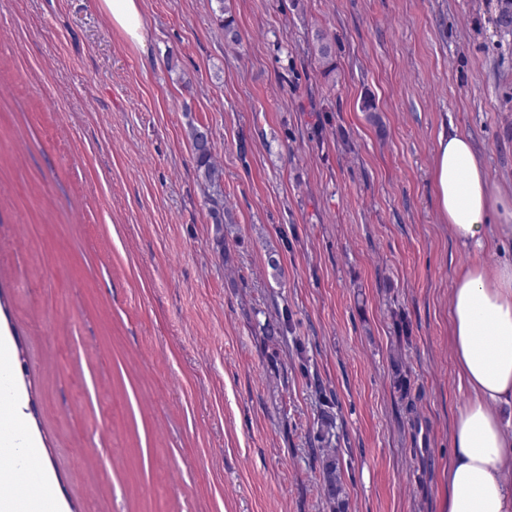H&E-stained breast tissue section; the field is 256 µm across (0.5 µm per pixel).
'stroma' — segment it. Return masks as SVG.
I'll return each mask as SVG.
<instances>
[{"label": "stroma", "mask_w": 512, "mask_h": 512, "mask_svg": "<svg viewBox=\"0 0 512 512\" xmlns=\"http://www.w3.org/2000/svg\"><path fill=\"white\" fill-rule=\"evenodd\" d=\"M230 5L233 48L210 0H140L139 48L99 0H0V336L47 492L62 512H335L319 381L347 512H444L465 400L450 294L512 239L458 245L430 169L454 125L512 199L497 0ZM192 121L224 168L220 243ZM284 312L293 333L266 336ZM314 40L317 46L318 62L322 69L323 78L332 84L336 83V61L334 44L336 35L317 27L314 30ZM314 386L315 394L319 400L320 413L312 448L318 450L319 459L322 461L321 475L324 490L329 499L336 500V507L340 508L344 505L346 489L344 471L337 457L336 443L332 441L335 436L334 429L337 427V417L331 412L333 405H335V399L333 393L327 395L325 388L319 381L315 382Z\"/></svg>", "instance_id": "obj_1"}]
</instances>
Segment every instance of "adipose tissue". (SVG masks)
<instances>
[{"instance_id": "1", "label": "adipose tissue", "mask_w": 512, "mask_h": 512, "mask_svg": "<svg viewBox=\"0 0 512 512\" xmlns=\"http://www.w3.org/2000/svg\"><path fill=\"white\" fill-rule=\"evenodd\" d=\"M109 25L145 44L138 0H100ZM431 182L439 215L463 246L512 237V202L495 195L470 137L441 129ZM499 211L503 222L492 225ZM450 305L454 358L469 398L453 430L447 512H512V262L473 265L456 279Z\"/></svg>"}]
</instances>
